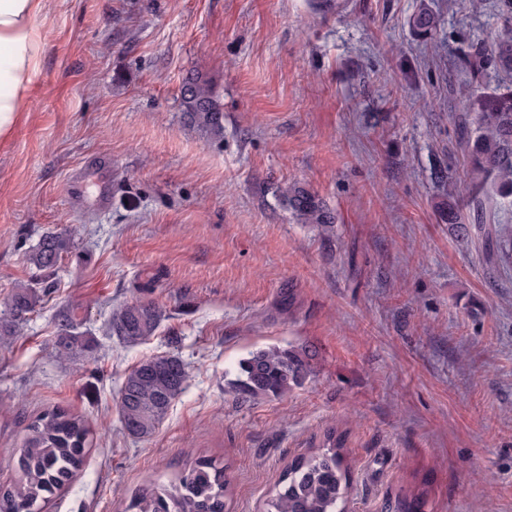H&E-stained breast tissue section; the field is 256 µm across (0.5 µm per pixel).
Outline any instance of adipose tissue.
<instances>
[{
	"label": "adipose tissue",
	"mask_w": 512,
	"mask_h": 512,
	"mask_svg": "<svg viewBox=\"0 0 512 512\" xmlns=\"http://www.w3.org/2000/svg\"><path fill=\"white\" fill-rule=\"evenodd\" d=\"M49 0H0V140L14 130L43 66L44 40L37 24Z\"/></svg>",
	"instance_id": "ef3b65f1"
}]
</instances>
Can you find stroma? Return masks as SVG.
Returning <instances> with one entry per match:
<instances>
[{
  "label": "stroma",
  "mask_w": 512,
  "mask_h": 512,
  "mask_svg": "<svg viewBox=\"0 0 512 512\" xmlns=\"http://www.w3.org/2000/svg\"><path fill=\"white\" fill-rule=\"evenodd\" d=\"M54 0L44 63L0 141V297L38 278L27 252L68 232L53 286L25 334L0 348V487L30 420L64 407L93 432L83 468L45 512H126L201 459L224 465L225 512H266L282 471L328 428L346 437L348 512H512V261L486 265L449 234L463 188L448 93L460 59L501 21L504 0ZM224 103V139L188 126L186 78ZM111 159L92 207L72 172ZM308 184L332 233L294 223L281 184ZM148 300L150 340L108 335L112 310ZM82 305L92 351L56 358L55 316ZM312 353V374L277 399L229 386L250 351ZM163 354L185 391L156 432L129 436L125 374ZM407 24L414 35L428 40L432 39L440 26V17L436 10H433L428 4L422 3L417 11L408 18Z\"/></svg>",
  "instance_id": "obj_1"
}]
</instances>
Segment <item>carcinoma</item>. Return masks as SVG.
I'll return each mask as SVG.
<instances>
[{
	"instance_id": "obj_1",
	"label": "carcinoma",
	"mask_w": 512,
	"mask_h": 512,
	"mask_svg": "<svg viewBox=\"0 0 512 512\" xmlns=\"http://www.w3.org/2000/svg\"><path fill=\"white\" fill-rule=\"evenodd\" d=\"M414 35L428 40L440 26V17L426 3L407 21ZM465 79L456 88L466 111L457 117L463 136L459 142L465 165L459 173L465 185L461 202L448 201L450 231L463 244L478 236L486 262L497 264L507 254L494 198L512 195V92L474 98L473 86L494 75L512 79V14L495 30L490 44L477 46L464 57ZM183 116L188 124L210 140H224V104L212 84L199 76L188 79L180 91ZM279 204L297 224L325 232L336 216L317 192L300 182L277 188ZM71 238L47 233L26 254L27 261L43 273L39 279L18 284L0 300V347H8L23 335L28 315L48 293L62 254L71 249ZM81 305L69 304L57 319L56 356L75 350L88 351L93 341L79 331ZM162 311L149 301L136 300L113 309L107 323L110 334L135 344L156 334ZM311 356L306 351L269 346L254 350L238 364L231 388L243 400L279 398L300 386L311 374ZM186 364L176 355L142 361L125 376L118 397L124 429L137 438H147L166 418L172 402L184 391ZM91 430L81 415L56 407L37 415L27 426L23 448L7 463L19 472L18 481L0 489V512H42L44 504L71 482L80 471L90 443ZM346 443L331 428L319 450L295 458L282 472L269 500L268 512H346L350 478ZM228 479L224 466L202 461L178 482L147 489L135 497V512H224Z\"/></svg>"
}]
</instances>
